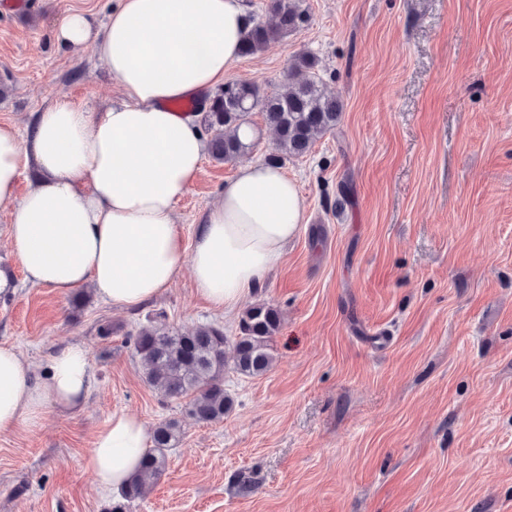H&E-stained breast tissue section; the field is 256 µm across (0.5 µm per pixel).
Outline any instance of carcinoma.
I'll return each instance as SVG.
<instances>
[{
  "label": "carcinoma",
  "instance_id": "carcinoma-1",
  "mask_svg": "<svg viewBox=\"0 0 512 512\" xmlns=\"http://www.w3.org/2000/svg\"><path fill=\"white\" fill-rule=\"evenodd\" d=\"M270 10L274 21H258L248 28L242 38L241 55H255L308 23L299 0H270ZM317 65L316 57L308 52L296 55L288 64L283 91H268L253 81L225 83L203 108L211 159L231 163L253 147L251 141L238 136V131L249 126V116L256 110L278 137L277 154L267 158L270 164L303 156L318 139L334 132L342 104L322 94ZM280 326L281 315L275 306L267 302L246 306L229 360L224 352V327L216 323L200 324L194 331L182 333L171 328L161 315L148 319L128 340L149 385L166 398L185 400L186 413L196 422L213 424L224 421L234 409V399L224 390V373L229 370L247 378L266 374L274 363L270 342ZM182 435L176 419L156 425L139 472L119 491L120 500L112 512H126L132 502L145 496L148 482L165 471L169 451L177 447Z\"/></svg>",
  "mask_w": 512,
  "mask_h": 512
}]
</instances>
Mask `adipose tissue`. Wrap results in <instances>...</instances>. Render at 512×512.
<instances>
[{
    "instance_id": "ef3b65f1",
    "label": "adipose tissue",
    "mask_w": 512,
    "mask_h": 512,
    "mask_svg": "<svg viewBox=\"0 0 512 512\" xmlns=\"http://www.w3.org/2000/svg\"><path fill=\"white\" fill-rule=\"evenodd\" d=\"M250 25L241 0H117L104 25L73 11L54 27L57 44L92 49L120 98L99 112L59 99L28 134L0 125V206L28 280L67 294L91 286L105 302L135 309L171 286L189 264L211 307L233 309L267 273L305 219L298 187L281 167H239L186 248L175 206L208 150L201 115L172 103L216 91L238 63ZM37 172L16 197L23 170ZM91 383L84 347L71 345L35 377L0 345V434L36 426L51 406L82 409ZM144 422L113 414L86 465L98 486L120 488L138 472Z\"/></svg>"
}]
</instances>
